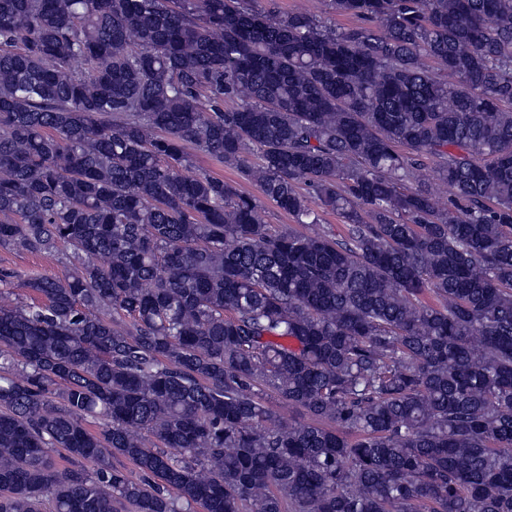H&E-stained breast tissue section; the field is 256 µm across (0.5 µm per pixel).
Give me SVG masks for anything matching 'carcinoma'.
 I'll return each instance as SVG.
<instances>
[{"label": "carcinoma", "instance_id": "obj_1", "mask_svg": "<svg viewBox=\"0 0 512 512\" xmlns=\"http://www.w3.org/2000/svg\"><path fill=\"white\" fill-rule=\"evenodd\" d=\"M331 7L0 0V512H512V0ZM259 9L274 8L281 13L304 9L327 20L331 26L348 27L357 23V19L345 15H337L331 9L329 0H257L254 3ZM191 157L195 167L205 171L214 177L224 179L225 182L234 184L240 191L250 194L256 198L260 205L261 213L266 224L273 225L279 230H295L303 233L329 231L336 235L344 233V224L342 219L336 213H322L314 199L309 201L311 208L318 211L321 215V224H295L292 217L284 211L278 209L273 203L268 201L262 194L260 188L255 183L247 180L239 171L228 169L218 164L206 154L190 150ZM73 264L69 251L63 246L49 253H29L0 247V266L12 267L30 276L63 277L73 268Z\"/></svg>", "mask_w": 512, "mask_h": 512}]
</instances>
